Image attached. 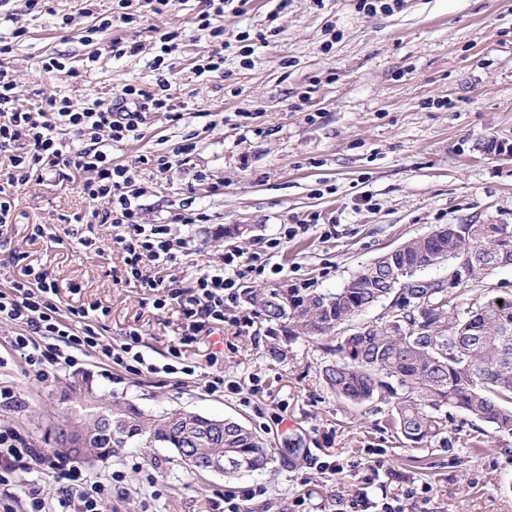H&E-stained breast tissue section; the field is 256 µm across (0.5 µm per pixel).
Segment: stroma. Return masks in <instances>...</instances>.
I'll return each instance as SVG.
<instances>
[{
	"mask_svg": "<svg viewBox=\"0 0 512 512\" xmlns=\"http://www.w3.org/2000/svg\"><path fill=\"white\" fill-rule=\"evenodd\" d=\"M52 8L35 16L25 14L24 0L0 6L27 30L8 65L29 103L65 97L81 109L127 84L154 90L148 28L180 32L170 82L187 101L186 114L173 122L152 113L139 140L112 150L114 162L137 168L146 223L171 219L186 202L210 217L174 227L199 249L172 269L178 283L218 261L225 248L250 249L281 225L309 219L315 227L275 254L283 273L265 289L333 292L438 226L512 225V156L497 151L512 145V0H404L401 9L374 15L359 12L358 0H230L220 42L198 30V0H178L168 16L115 26L90 42L83 36L93 20L79 13L76 0H53ZM116 37L143 49L120 58L103 54ZM215 50L224 54L223 71L197 76L199 56ZM95 52V67L75 79L41 66L57 54L78 65ZM189 137L198 143L194 164L205 181L158 173L152 158L172 154ZM11 194L14 218L0 233L26 262L0 253V290L24 267L47 273L61 306L106 308L104 340L117 345L130 329H141L145 355L159 367L167 363L182 317L174 306L153 308L142 290L126 284L116 228L94 225L99 248L90 251L65 233L69 218L86 207L75 184L31 183ZM35 224L45 227L36 240ZM236 224L242 235L232 234ZM184 358L194 375H108L92 362L45 383L11 362L0 368V387L20 390L25 405H0V425L52 452L57 422L81 411L71 397L79 387L103 403L231 417L268 444L263 472L231 478L198 472L169 448H125L84 464L95 481L125 473L111 487L112 512H224L225 492L257 485L265 494L245 502L243 512H349L350 501L362 496L404 512H512V436L449 408L443 433L410 446L387 424L390 403L354 405L328 388L323 369L336 354L288 320L257 316L247 334L225 327L188 345ZM214 368L254 396L207 393ZM34 486L52 512H62L58 485L39 466L21 474L19 485L0 486V499H13L16 512H24V491Z\"/></svg>",
	"mask_w": 512,
	"mask_h": 512,
	"instance_id": "stroma-1",
	"label": "stroma"
}]
</instances>
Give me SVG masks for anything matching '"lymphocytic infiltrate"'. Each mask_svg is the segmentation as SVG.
Returning a JSON list of instances; mask_svg holds the SVG:
<instances>
[{
	"label": "lymphocytic infiltrate",
	"instance_id": "obj_1",
	"mask_svg": "<svg viewBox=\"0 0 512 512\" xmlns=\"http://www.w3.org/2000/svg\"><path fill=\"white\" fill-rule=\"evenodd\" d=\"M21 28L13 29L11 38H0V157H7L10 170L6 186L66 180L68 173L80 174L78 192L87 208L74 214L72 221L81 226L93 222L121 227L115 240L124 254L126 283L148 291L154 308L177 304L186 322L177 345L169 349L170 361L158 366L148 362L139 330L129 331L123 342H105L99 330V306L90 303L60 309L59 288L45 273L27 268L9 288L0 290V320L15 324L16 336L10 342L14 357L24 365L25 374L48 382L60 369L80 370L88 358L137 375L161 371L167 374L193 375L195 368L182 357L183 346L198 336L231 323L239 331H250L252 315L235 317L244 284L273 280L281 274L271 259L289 239L307 233L309 224L282 225L278 235L259 240L250 250L225 249L219 263L196 271L185 285L171 287L166 272L180 265L183 257L195 254L193 239L177 236L174 225L204 224L207 214L183 207L172 221L146 223L139 199L133 167L112 160V149L138 140L142 126L151 113H165L170 120H181L186 102L171 91L164 72L165 57L176 47L178 30L161 33L160 54L152 62L158 71L157 88L147 91L124 86L111 98L96 102L94 108L73 109L65 99L46 98L44 104L29 107L20 99L16 81L5 61L13 51L14 40L24 37ZM80 149H73V142ZM0 186V224L11 223L15 203ZM107 210H98L99 202ZM39 449L27 447L18 431L0 426V485L15 484L30 462L41 458ZM64 481L62 506L72 512H108L105 485L87 479L79 465H70L60 473Z\"/></svg>",
	"mask_w": 512,
	"mask_h": 512
}]
</instances>
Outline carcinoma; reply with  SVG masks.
I'll return each mask as SVG.
<instances>
[{"label": "carcinoma", "instance_id": "cac0c4a2", "mask_svg": "<svg viewBox=\"0 0 512 512\" xmlns=\"http://www.w3.org/2000/svg\"><path fill=\"white\" fill-rule=\"evenodd\" d=\"M479 253L512 261V228L507 224H448L436 234L411 239L396 248L405 277ZM403 288L386 287V276L371 278L361 269L334 293L291 295L252 290L248 298L269 320L288 317L306 336L342 331L333 351L336 362L323 372L336 396L361 405L377 397L393 399L390 425L412 445H424L443 426L445 407L462 409L502 434L512 435V300L490 296L468 304L448 288H419L407 300ZM392 299L382 324L353 319L384 299ZM112 414V432L92 437L98 454L114 456L127 447H163L175 452L186 437L196 470L224 452V473L261 472L269 463L264 439L239 421L224 422L212 433V418L199 414L184 426L176 410L147 412L131 402L96 408L92 426Z\"/></svg>", "mask_w": 512, "mask_h": 512}]
</instances>
